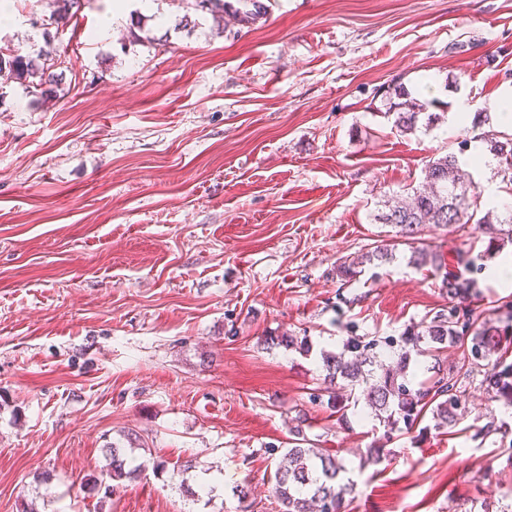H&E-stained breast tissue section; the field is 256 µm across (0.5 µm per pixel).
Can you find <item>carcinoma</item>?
<instances>
[{
    "label": "carcinoma",
    "mask_w": 512,
    "mask_h": 512,
    "mask_svg": "<svg viewBox=\"0 0 512 512\" xmlns=\"http://www.w3.org/2000/svg\"><path fill=\"white\" fill-rule=\"evenodd\" d=\"M53 4L55 22L63 23L69 19L78 0H53ZM198 6L209 11L221 28L226 20L248 24L266 12V8L258 4L255 12L230 15L226 0H198ZM66 63L67 52L59 46L42 49L34 57L23 54L18 48L0 47V85L14 82L36 97L49 93L57 98L55 87L59 75L55 69ZM385 98V116L393 118L394 129L402 134H413L421 125L429 129L440 119L439 114L426 111V106L411 97L401 85L387 87ZM481 139L499 159L503 177L512 183V138L501 141L498 135L488 133ZM468 193V186L458 174L455 154L433 159L424 168L421 187L411 189L406 198L376 215V223L389 227L390 233L377 240L371 250L336 265V277L348 284L357 280L364 266L389 263L394 260L396 246L407 245L411 247L408 265L417 270L430 266L443 272L441 288L448 296V308L410 326L398 337L349 336L340 352L321 353L324 380L335 387L329 392L328 403L336 412H343L349 402L358 401L361 394L375 419L383 424V439L368 448L369 461L374 464L389 455L385 451L386 443L400 430L399 423L410 429L429 413L434 428L446 431L464 419L457 375L439 369L429 385L416 386L406 378V368L414 354L430 355L467 343L470 354L467 372L483 373L482 383L491 398L512 403V362H507L512 332L470 307L477 291L474 281L464 276L476 262L506 243H512V209L501 213L489 210L477 220L486 235L485 249L475 255L470 250L457 254L454 272L448 270L449 263L443 255L413 247L415 234L425 224L448 228L473 220ZM265 343L308 350L303 340L286 332L265 338ZM306 443L307 439L296 438L277 465L272 496L278 504V512H345L348 485L341 483L340 478L344 465L326 449L308 447ZM106 455L110 460L108 477L112 483L96 480L90 490L102 491L108 497L118 488L116 481L134 476L141 466L126 469L127 458L114 442L106 447Z\"/></svg>",
    "instance_id": "cac0c4a2"
}]
</instances>
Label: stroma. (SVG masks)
I'll use <instances>...</instances> for the list:
<instances>
[{
    "label": "stroma",
    "mask_w": 512,
    "mask_h": 512,
    "mask_svg": "<svg viewBox=\"0 0 512 512\" xmlns=\"http://www.w3.org/2000/svg\"><path fill=\"white\" fill-rule=\"evenodd\" d=\"M264 2L261 22L220 31L196 0H79L63 27L53 0H0V46L71 59L55 105L0 89V512H275L302 414L346 468L347 512H512V406L487 403L481 373L461 381L470 412L452 432L423 419L377 465L378 420L309 400L349 332L397 337L448 303L405 246L337 278L382 232L384 200L452 153L479 212L512 206L497 159L475 158L481 133L512 136L495 112L512 100V0ZM135 12L164 49L133 39ZM394 84L437 126L397 132ZM482 239L427 224L417 244L451 261ZM511 256L478 276L492 319ZM283 332L308 351L264 345ZM131 432L141 475L89 492Z\"/></svg>",
    "instance_id": "stroma-1"
}]
</instances>
